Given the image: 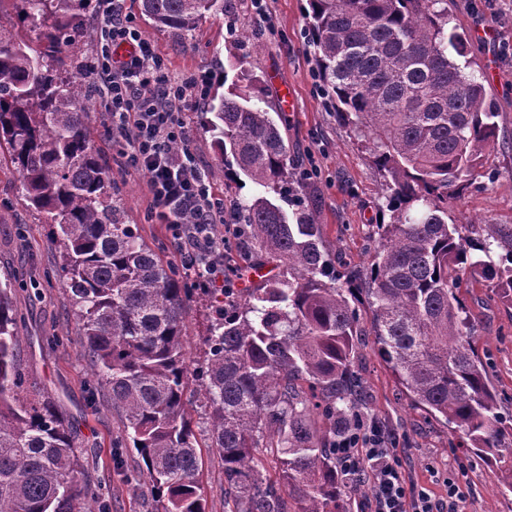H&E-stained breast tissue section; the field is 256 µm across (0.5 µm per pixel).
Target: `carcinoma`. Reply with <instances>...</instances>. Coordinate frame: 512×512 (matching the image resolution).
<instances>
[{"label": "carcinoma", "mask_w": 512, "mask_h": 512, "mask_svg": "<svg viewBox=\"0 0 512 512\" xmlns=\"http://www.w3.org/2000/svg\"><path fill=\"white\" fill-rule=\"evenodd\" d=\"M93 0H0V149L26 201L56 227L61 278L85 348L142 467L155 512H206L204 435L224 472V512H347L361 480L341 473L336 439L366 418L355 370L359 337L374 345L413 407L444 419L463 447L512 474V416L472 343L475 326L455 273L493 284L512 304V227L473 238L448 223L472 172L495 149V101L457 62L468 38L448 26V0H308L318 78L336 119L356 129L384 173L389 221L375 225L363 271L336 276L316 213L299 196L291 154L255 88L231 89L201 112L221 162L296 206L266 196L236 204L248 246L277 263L243 300L215 315L207 358L190 368L186 309L193 288L123 222L86 120L91 81L63 47ZM156 24L188 37L225 0H142ZM40 43L15 38L12 15ZM19 327L0 284V512H109L107 489L84 477L70 420L35 395L19 401ZM207 409L198 428L187 392ZM276 450L278 478L259 448Z\"/></svg>", "instance_id": "1"}]
</instances>
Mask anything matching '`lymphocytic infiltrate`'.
<instances>
[{"label":"lymphocytic infiltrate","instance_id":"lymphocytic-infiltrate-1","mask_svg":"<svg viewBox=\"0 0 512 512\" xmlns=\"http://www.w3.org/2000/svg\"><path fill=\"white\" fill-rule=\"evenodd\" d=\"M124 2L102 0V41L87 72L113 132L127 144L129 165L150 176L159 218L181 252L209 271L232 247L239 227L229 225L227 236H216L213 227L225 221L227 209L213 197L190 150L176 153L171 145L188 142L180 115L206 98L210 78L170 75L154 44L132 26ZM397 444L394 434L374 420L336 442L341 469L363 473L371 484L369 512H464L465 494L455 475L446 477L448 495L441 499L407 483L396 462Z\"/></svg>","mask_w":512,"mask_h":512}]
</instances>
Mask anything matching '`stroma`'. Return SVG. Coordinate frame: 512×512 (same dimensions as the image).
<instances>
[{
	"label": "stroma",
	"mask_w": 512,
	"mask_h": 512,
	"mask_svg": "<svg viewBox=\"0 0 512 512\" xmlns=\"http://www.w3.org/2000/svg\"><path fill=\"white\" fill-rule=\"evenodd\" d=\"M126 7L133 26L155 45L171 75L182 78L207 71L216 88L240 83L242 71H249L295 163L301 168L316 166L319 172L305 184L302 200L317 213L333 264L342 272L366 266L374 226L384 214L385 179L354 129L337 121L316 82L315 57L308 45L307 0H267L272 26L267 33L253 24L252 0H228L225 14L207 19L185 40L156 26L142 13L140 0H126ZM448 19L466 32L472 45L467 71L484 82L499 112L497 147L474 171L465 198L448 204L449 222L481 239L485 225L512 226V58L503 54L505 46H512V0H448ZM491 64L497 68L493 79L487 75ZM285 86L295 93L291 111L280 105ZM182 118L191 131L189 149L207 175L214 197L234 204L263 195V188L253 183L240 189L226 180L219 150L202 129L199 110L183 113ZM88 121L124 222L161 258L180 264L182 256L167 226L154 216L149 175L127 167L124 142L113 135L100 102L91 104ZM50 232L29 207L12 166L0 164V281L9 283L21 320L19 356L25 392L55 403L74 423L84 467L109 486L112 512H154L149 488L130 487L118 474L122 468H139L137 454H124L119 465L112 459V443L124 435L121 417L81 346L71 294L55 276L62 248L51 241ZM458 288L476 326L473 344L490 368L493 385L512 397V306L501 301L491 283L464 278ZM212 317L209 293H195L186 315L192 363L205 359L204 340ZM355 368L362 377L369 416L401 437L397 456L408 480L441 497L445 491L435 479L436 472L459 469L467 493L466 512H512V498L500 493L505 473L465 453L453 426L410 405L377 354L372 337H363Z\"/></svg>",
	"instance_id": "1"
}]
</instances>
